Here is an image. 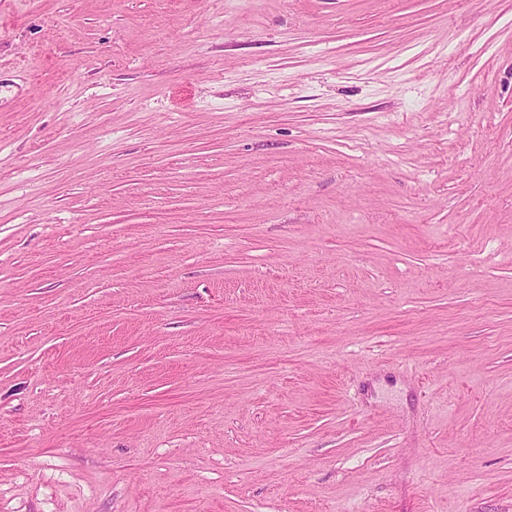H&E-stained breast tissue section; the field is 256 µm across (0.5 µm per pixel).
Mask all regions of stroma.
I'll list each match as a JSON object with an SVG mask.
<instances>
[{"instance_id": "1", "label": "stroma", "mask_w": 512, "mask_h": 512, "mask_svg": "<svg viewBox=\"0 0 512 512\" xmlns=\"http://www.w3.org/2000/svg\"><path fill=\"white\" fill-rule=\"evenodd\" d=\"M0 512H512V0H0Z\"/></svg>"}]
</instances>
